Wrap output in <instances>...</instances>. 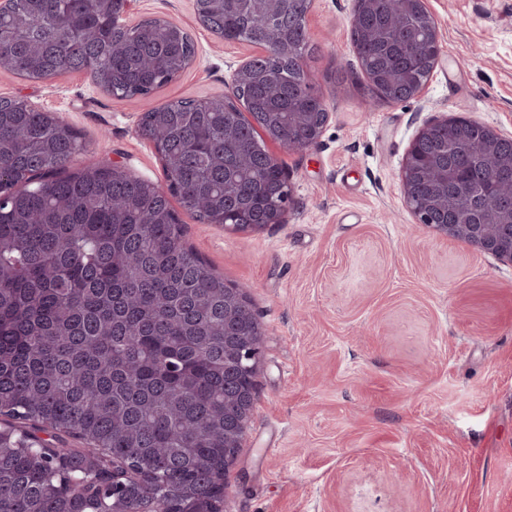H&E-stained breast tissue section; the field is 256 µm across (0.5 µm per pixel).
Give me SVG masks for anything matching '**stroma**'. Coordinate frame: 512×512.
<instances>
[{
  "instance_id": "obj_1",
  "label": "stroma",
  "mask_w": 512,
  "mask_h": 512,
  "mask_svg": "<svg viewBox=\"0 0 512 512\" xmlns=\"http://www.w3.org/2000/svg\"><path fill=\"white\" fill-rule=\"evenodd\" d=\"M312 0L306 59L330 120L280 152L286 221L258 232L177 214L183 241L248 296L261 327L258 399L226 476L224 512H512V264L415 224L399 172L426 121L453 113L512 135V0H428L442 50L424 93L375 100L349 17ZM196 44L193 63L145 98L84 72L33 81L0 70V96L55 113L85 144L77 172L116 164L162 182L139 118L221 97L257 45L227 42L193 0H136Z\"/></svg>"
}]
</instances>
